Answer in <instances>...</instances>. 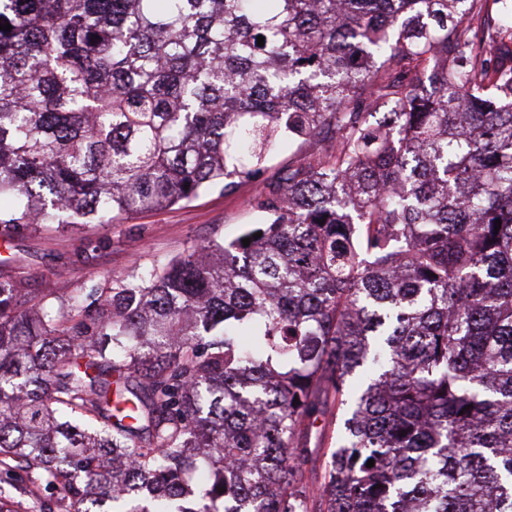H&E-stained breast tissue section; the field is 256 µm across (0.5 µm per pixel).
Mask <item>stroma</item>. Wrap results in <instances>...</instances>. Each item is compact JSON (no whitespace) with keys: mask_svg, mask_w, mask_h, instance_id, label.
<instances>
[{"mask_svg":"<svg viewBox=\"0 0 512 512\" xmlns=\"http://www.w3.org/2000/svg\"><path fill=\"white\" fill-rule=\"evenodd\" d=\"M328 146L325 140L277 146L269 155L265 180H280L299 158L318 156ZM263 217L252 187L244 183L230 190L215 187L191 202L110 224H85L72 230L45 224L14 240L0 239V276L21 281L35 295L46 288L104 286L201 244L231 242ZM88 237L98 240L100 248L93 261L84 262L78 254Z\"/></svg>","mask_w":512,"mask_h":512,"instance_id":"35a3bbf8","label":"stroma"}]
</instances>
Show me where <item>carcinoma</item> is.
<instances>
[{"mask_svg": "<svg viewBox=\"0 0 512 512\" xmlns=\"http://www.w3.org/2000/svg\"><path fill=\"white\" fill-rule=\"evenodd\" d=\"M5 23L3 239L241 183L266 217L104 288L0 281V484L33 512H512V0ZM330 145L329 140L319 142H285L277 146L269 155L262 179L277 182L288 174V168L300 157H315Z\"/></svg>", "mask_w": 512, "mask_h": 512, "instance_id": "1", "label": "carcinoma"}]
</instances>
